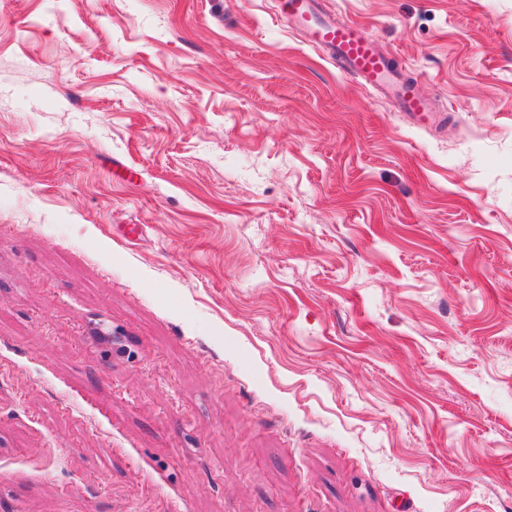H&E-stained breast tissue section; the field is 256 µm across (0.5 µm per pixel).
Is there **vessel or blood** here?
<instances>
[{
    "label": "vessel or blood",
    "instance_id": "obj_1",
    "mask_svg": "<svg viewBox=\"0 0 512 512\" xmlns=\"http://www.w3.org/2000/svg\"><path fill=\"white\" fill-rule=\"evenodd\" d=\"M289 15L297 27L305 30L310 45L336 59L366 84L387 89L402 111L419 120L432 113L431 102L391 67L387 55L361 27L319 16L315 0H289Z\"/></svg>",
    "mask_w": 512,
    "mask_h": 512
}]
</instances>
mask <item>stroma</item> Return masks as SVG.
<instances>
[{"instance_id": "stroma-1", "label": "stroma", "mask_w": 512, "mask_h": 512, "mask_svg": "<svg viewBox=\"0 0 512 512\" xmlns=\"http://www.w3.org/2000/svg\"><path fill=\"white\" fill-rule=\"evenodd\" d=\"M0 0V512H512V0ZM314 1L288 2L291 20L306 31L310 45L330 58H336L345 70L360 76L366 84L386 88L401 110L417 120L425 121V115L435 112L431 102L418 92L416 86L390 66L387 55L361 27L319 16Z\"/></svg>"}]
</instances>
